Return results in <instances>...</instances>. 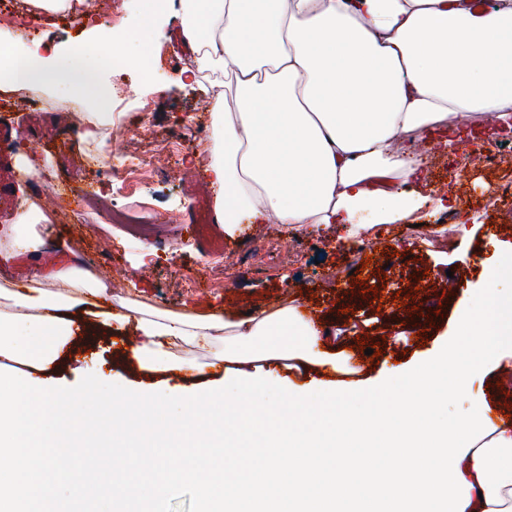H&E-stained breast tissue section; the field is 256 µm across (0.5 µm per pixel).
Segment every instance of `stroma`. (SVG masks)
<instances>
[{"label":"stroma","mask_w":512,"mask_h":512,"mask_svg":"<svg viewBox=\"0 0 512 512\" xmlns=\"http://www.w3.org/2000/svg\"><path fill=\"white\" fill-rule=\"evenodd\" d=\"M87 27V18L74 16L64 24L44 25L41 39L50 47H70L71 63L88 62L98 69L99 108L111 113L113 120L128 121L137 113H147L154 134L134 140L132 151L150 158L157 137H173L185 146L178 174L145 175L134 194L118 197L112 194L111 176L98 172L92 145L80 136H73L69 155L57 154L50 145L36 152L53 176L31 177V184L66 197L82 190L112 197L120 209L136 216H170V223L153 227L161 241L157 247L139 241L133 224H69L57 218L39 226L43 240L63 247L62 265L79 260L81 267L105 281L115 270L125 271L117 295L159 310L217 311L227 316L275 306L294 295L330 329L345 330L350 351L364 345L380 349V356L365 367L368 375L381 378L397 365L426 356L446 339L464 291L480 286V257L490 239L512 241V195L503 192L504 185L512 182V138L490 141L497 153L495 163L474 154L461 175L452 177L448 166L457 153L448 148L445 135L404 134L398 148L418 155L422 166L420 180L405 190L426 197L427 202L410 218L375 231L369 214L355 216V223L363 227L361 241H380L381 264L366 284H357L355 273L368 253L350 243L338 224L318 230L299 226L280 230L272 220L242 222L234 237L225 238L226 259L222 270H215V249L201 242L187 222L193 206L187 182L208 170L200 153L213 135L214 96L182 77L186 62L174 41L182 30L181 13L168 11L158 24L147 27L140 20V0H124L111 40L92 48L87 45ZM142 48L153 55L152 69L140 68L133 59ZM119 87L133 90V97L113 101L111 91ZM71 99L64 91L46 93L40 111L27 116L0 112V122L45 137L61 122L63 105ZM460 221L466 222L470 235L455 233L445 245L412 241V225L428 224L442 232ZM376 289L383 293L379 304L373 300ZM399 294L414 295L413 305L397 303ZM86 323L87 333L72 337L64 348L51 371L53 379L72 387L84 376L101 372L120 385L147 388L164 380L189 389L205 386L202 377L147 371L126 346V332L99 326L91 317Z\"/></svg>","instance_id":"obj_1"}]
</instances>
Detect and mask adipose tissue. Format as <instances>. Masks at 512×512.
Here are the masks:
<instances>
[{
    "label": "adipose tissue",
    "instance_id": "1",
    "mask_svg": "<svg viewBox=\"0 0 512 512\" xmlns=\"http://www.w3.org/2000/svg\"><path fill=\"white\" fill-rule=\"evenodd\" d=\"M183 34L194 51L188 75L216 91L211 109L210 178L224 231L242 220L286 226L348 224L361 211L381 223L418 209L398 192L417 176L393 148L399 135L430 132L448 116L512 117V0H183ZM0 84L39 96L72 84L98 85L93 68H63L0 36ZM25 209L0 225V256L35 251L45 222ZM50 287L0 286V363L49 371L81 324L132 331L150 369L225 376L229 369L311 368L356 382L364 369L296 297L227 317L159 311L112 296L89 270L50 275ZM177 347H205L196 365ZM468 483L465 512H512V421L473 445L459 463Z\"/></svg>",
    "mask_w": 512,
    "mask_h": 512
}]
</instances>
